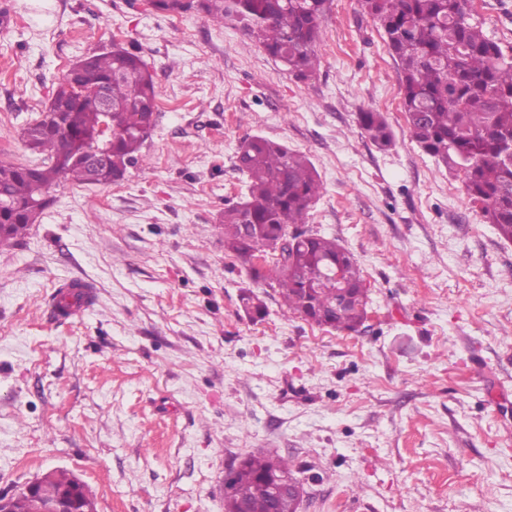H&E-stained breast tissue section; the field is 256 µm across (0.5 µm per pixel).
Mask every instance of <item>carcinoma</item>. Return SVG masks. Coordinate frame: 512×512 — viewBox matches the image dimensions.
<instances>
[{
    "label": "carcinoma",
    "mask_w": 512,
    "mask_h": 512,
    "mask_svg": "<svg viewBox=\"0 0 512 512\" xmlns=\"http://www.w3.org/2000/svg\"><path fill=\"white\" fill-rule=\"evenodd\" d=\"M379 25L398 64L410 137L428 155L463 173L466 194L487 223L512 241V56L482 30L471 0H359ZM329 0H149L162 13L203 12L216 22L243 24L269 55L298 78L317 64L315 45ZM108 90L102 100L98 89ZM159 92L141 56L117 43L73 62L48 105L22 129L24 145L42 154L37 165L0 160V242L35 224L60 179L111 185L139 160L156 125ZM362 131L382 148L393 136L380 112L357 113ZM112 131L108 165L87 164ZM236 170L242 201L221 214L224 250L249 265L257 284L277 288L288 310L318 326L355 332L367 317L368 289L351 254L336 239L306 227L320 197L317 171L305 155L262 136L241 144ZM289 239L284 254L270 252ZM245 310L265 315L259 295L241 297ZM292 461L271 453L248 455L230 480L231 503L271 512L267 486L295 473ZM76 477L55 470L39 478L36 494L55 500ZM9 497L8 512H31L25 491Z\"/></svg>",
    "instance_id": "carcinoma-1"
}]
</instances>
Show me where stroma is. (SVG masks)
I'll use <instances>...</instances> for the list:
<instances>
[{
    "label": "stroma",
    "mask_w": 512,
    "mask_h": 512,
    "mask_svg": "<svg viewBox=\"0 0 512 512\" xmlns=\"http://www.w3.org/2000/svg\"><path fill=\"white\" fill-rule=\"evenodd\" d=\"M1 4L0 159L38 162L22 127L115 43L148 64L159 112L122 181L60 182L40 223L0 244V491L64 469L96 512H224L226 468L264 451L309 477L299 512H512V241L411 140L358 0H331L304 79L193 10ZM474 4L512 49V0ZM366 110L392 147L362 133ZM255 134L315 166L309 225L363 271L360 331L291 314L225 253L219 215L245 193L236 153ZM74 279L95 300L57 319ZM250 291L263 319L243 310ZM362 131L382 148L392 145L393 136L384 115L380 112L363 111L357 115Z\"/></svg>",
    "instance_id": "stroma-1"
}]
</instances>
